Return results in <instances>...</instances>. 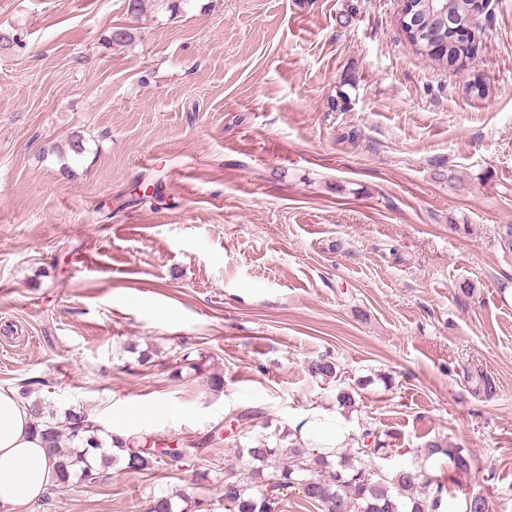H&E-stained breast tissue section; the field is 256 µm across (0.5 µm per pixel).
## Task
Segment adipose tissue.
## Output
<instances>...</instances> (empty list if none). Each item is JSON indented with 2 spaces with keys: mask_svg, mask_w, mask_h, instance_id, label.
Here are the masks:
<instances>
[{
  "mask_svg": "<svg viewBox=\"0 0 512 512\" xmlns=\"http://www.w3.org/2000/svg\"><path fill=\"white\" fill-rule=\"evenodd\" d=\"M52 478L51 458L32 431L28 404L14 390L0 388V500L28 504Z\"/></svg>",
  "mask_w": 512,
  "mask_h": 512,
  "instance_id": "adipose-tissue-1",
  "label": "adipose tissue"
}]
</instances>
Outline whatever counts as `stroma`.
Segmentation results:
<instances>
[{"mask_svg": "<svg viewBox=\"0 0 512 512\" xmlns=\"http://www.w3.org/2000/svg\"><path fill=\"white\" fill-rule=\"evenodd\" d=\"M401 6L0 0V387L197 446L0 512L196 496L243 464L214 437L237 413L275 437L349 386L346 446L377 431L376 467L449 477L454 512H512V0H487L459 72L414 53ZM321 355L333 381L308 371ZM432 440L472 471L424 458ZM445 447V448H444ZM440 453L448 458V465L460 473H468L473 468L474 458L470 453H464L463 448L454 446L452 443L443 446L439 442L430 441L423 448V455L426 458Z\"/></svg>", "mask_w": 512, "mask_h": 512, "instance_id": "35a3bbf8", "label": "stroma"}]
</instances>
